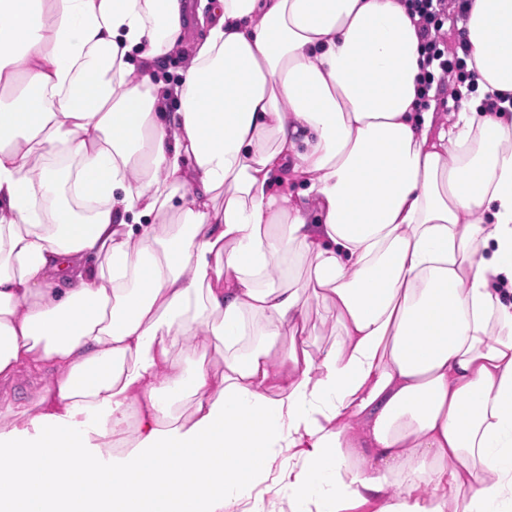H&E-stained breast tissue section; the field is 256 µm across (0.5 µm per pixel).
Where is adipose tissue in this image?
I'll return each instance as SVG.
<instances>
[{
    "label": "adipose tissue",
    "instance_id": "1",
    "mask_svg": "<svg viewBox=\"0 0 512 512\" xmlns=\"http://www.w3.org/2000/svg\"><path fill=\"white\" fill-rule=\"evenodd\" d=\"M464 38L442 120L401 0H0V512H512V0ZM321 314L325 317L324 323H321L320 319L316 316V314L312 313V321L316 323L317 329L316 333L317 336H311L310 338V349L313 352H316L319 347H322L323 345L332 342L337 336L336 331H334L332 325H333V318L331 317V314H326L321 310ZM48 377L49 373L45 370H23L16 381L8 387L9 394L18 403H28L35 399L36 391L41 384L39 381L43 379L44 382ZM279 473V468H273L270 478L259 484L252 491L251 503L257 497L260 500L261 512H291L288 508V492L285 483L273 482L272 479Z\"/></svg>",
    "mask_w": 512,
    "mask_h": 512
}]
</instances>
